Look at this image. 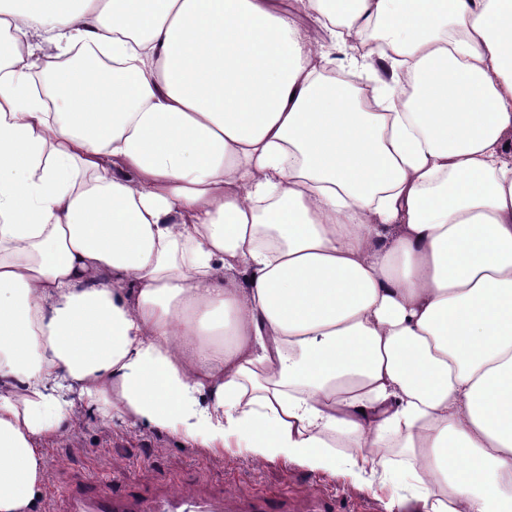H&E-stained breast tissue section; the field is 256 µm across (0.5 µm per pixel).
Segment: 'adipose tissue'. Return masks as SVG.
Here are the masks:
<instances>
[{"label": "adipose tissue", "instance_id": "obj_1", "mask_svg": "<svg viewBox=\"0 0 512 512\" xmlns=\"http://www.w3.org/2000/svg\"><path fill=\"white\" fill-rule=\"evenodd\" d=\"M86 409L512 512V0H0V512Z\"/></svg>", "mask_w": 512, "mask_h": 512}]
</instances>
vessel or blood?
I'll return each instance as SVG.
<instances>
[{
    "label": "vessel or blood",
    "mask_w": 512,
    "mask_h": 512,
    "mask_svg": "<svg viewBox=\"0 0 512 512\" xmlns=\"http://www.w3.org/2000/svg\"><path fill=\"white\" fill-rule=\"evenodd\" d=\"M68 512H236L231 499H201L187 492H171L151 502L123 496L70 492Z\"/></svg>",
    "instance_id": "obj_1"
}]
</instances>
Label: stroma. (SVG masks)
Listing matches in <instances>:
<instances>
[{
	"instance_id": "1",
	"label": "stroma",
	"mask_w": 512,
	"mask_h": 512,
	"mask_svg": "<svg viewBox=\"0 0 512 512\" xmlns=\"http://www.w3.org/2000/svg\"><path fill=\"white\" fill-rule=\"evenodd\" d=\"M85 486L143 500L181 489L206 497L230 493L242 505L264 497L274 512H309L328 498L340 512H413L393 507L399 490L391 484L375 492L340 474L261 461L235 449L217 455L145 423L106 425L91 414L48 446L39 512H64V492Z\"/></svg>"
}]
</instances>
